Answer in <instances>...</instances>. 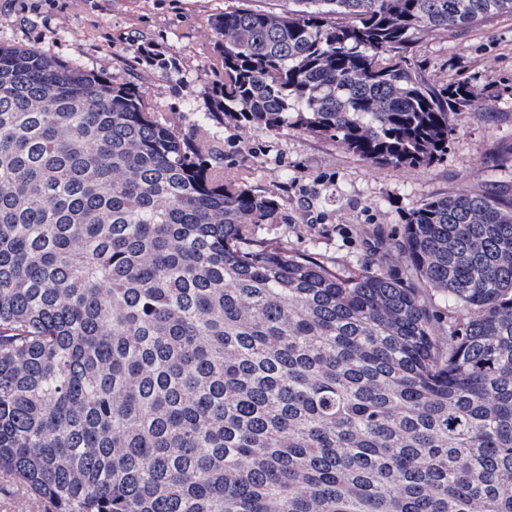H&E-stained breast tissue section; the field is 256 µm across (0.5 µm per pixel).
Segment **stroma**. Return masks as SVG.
I'll list each match as a JSON object with an SVG mask.
<instances>
[{"instance_id": "35a3bbf8", "label": "stroma", "mask_w": 512, "mask_h": 512, "mask_svg": "<svg viewBox=\"0 0 512 512\" xmlns=\"http://www.w3.org/2000/svg\"><path fill=\"white\" fill-rule=\"evenodd\" d=\"M229 0H0V44L26 45L69 64L138 84L188 137L210 103L215 71L207 51L213 17ZM155 46L178 72L155 66ZM435 83L469 81L476 103L455 116L442 161L425 167L374 165L342 142L291 128L275 135L228 120L205 142L231 180L280 203L258 237L341 270L371 262L405 274L397 249L410 212L464 190L512 197V14L468 29L425 32L412 48Z\"/></svg>"}]
</instances>
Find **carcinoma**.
<instances>
[{
    "label": "carcinoma",
    "instance_id": "1",
    "mask_svg": "<svg viewBox=\"0 0 512 512\" xmlns=\"http://www.w3.org/2000/svg\"><path fill=\"white\" fill-rule=\"evenodd\" d=\"M292 3L213 18L200 128L381 166L439 162L477 101L418 74L419 35L512 13ZM279 209L135 85L0 45V483L40 512H512V199L413 210L420 288L254 236Z\"/></svg>",
    "mask_w": 512,
    "mask_h": 512
}]
</instances>
